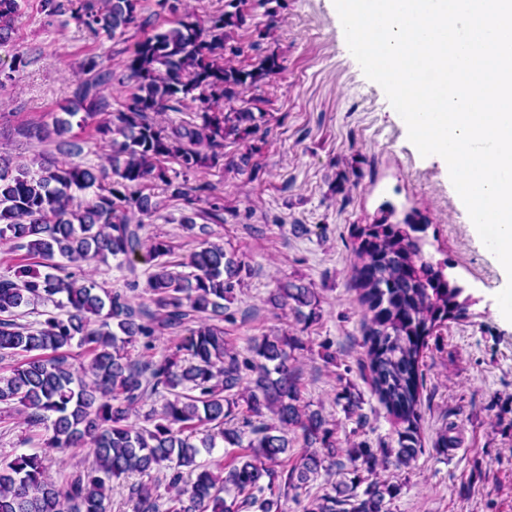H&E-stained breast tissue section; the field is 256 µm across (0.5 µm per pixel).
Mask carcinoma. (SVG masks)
<instances>
[{
    "label": "carcinoma",
    "instance_id": "1",
    "mask_svg": "<svg viewBox=\"0 0 512 512\" xmlns=\"http://www.w3.org/2000/svg\"><path fill=\"white\" fill-rule=\"evenodd\" d=\"M141 0H45L52 13H71L94 35L124 34L140 18ZM241 0L200 21L186 16L169 29L136 43L125 67L135 91L115 120L100 121L96 131L112 134V174L79 164L53 165L34 173L24 164L0 158V240L11 241L25 256L13 274L0 277V356L23 359L0 374V404L18 403L28 421L46 424L45 446L57 450L90 447L92 464L59 487L46 474L38 453L20 454L0 463V512H108L105 489L129 473L150 475L162 463L172 470L175 494L161 501L151 485L130 486L136 512H282L281 499L298 491L334 464L336 444L325 420L300 405L298 375L291 350L294 339L265 336L240 355L212 323L224 316L240 287L245 263L224 247L204 241L181 261L161 237L145 243L140 216L158 203L144 193L160 183L170 197L193 206L196 188L173 181L161 165L176 160L185 170L216 166L224 159V142L250 136L265 118L255 103H234L283 69L268 54L251 66H236L241 53L233 34L246 25ZM18 0H0V44L10 38ZM28 64L17 54L0 69V87L15 80ZM89 77L78 79L74 108L57 119L61 136L70 118L84 110L80 122L109 112L107 91L112 69L91 58ZM199 102L200 122L161 126L156 112L176 111L187 99ZM99 186L90 200L73 190ZM356 228L355 281L365 307L364 347L374 391L388 412L405 424L397 430L396 462L408 464L419 453L413 423L418 416L420 361L426 339L449 318L466 313L477 299L453 278L448 262L426 257L427 225L415 213L389 222L394 208ZM141 254L147 265L150 310L134 307L128 295L93 282L55 274L60 256L69 262L104 261ZM41 259V267L28 262ZM56 301L63 314L48 313L34 324L18 319L25 309ZM276 304L310 321L318 300L313 289L289 282L276 289ZM186 330L188 336L160 359L132 361L127 347H152L162 330ZM90 356L91 379L70 370L63 349L72 341ZM167 390L161 411L130 417L159 389ZM278 422L254 421L262 410ZM301 430L306 449L293 464L285 461L288 432ZM231 452L215 467L197 461L217 443ZM353 477L332 485V492L312 500L305 512H390L395 486L372 480L385 460L358 444L348 451ZM195 478L182 484V469ZM363 491H358L361 484Z\"/></svg>",
    "mask_w": 512,
    "mask_h": 512
}]
</instances>
